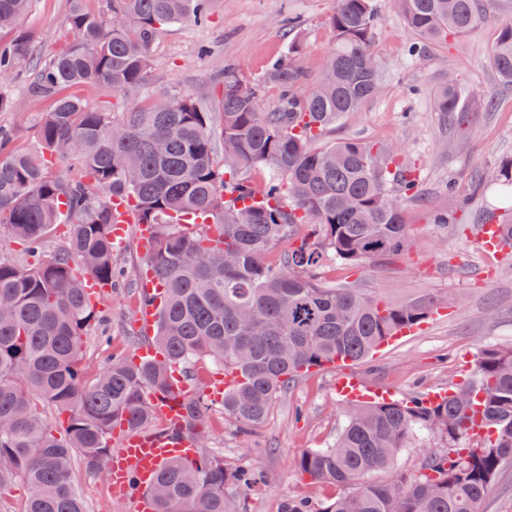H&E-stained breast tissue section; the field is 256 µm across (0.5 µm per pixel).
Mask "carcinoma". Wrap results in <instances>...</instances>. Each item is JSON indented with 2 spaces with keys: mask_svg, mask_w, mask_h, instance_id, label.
<instances>
[{
  "mask_svg": "<svg viewBox=\"0 0 512 512\" xmlns=\"http://www.w3.org/2000/svg\"><path fill=\"white\" fill-rule=\"evenodd\" d=\"M380 2L336 0L334 47L315 83L292 38L265 76L281 90L271 111L258 109L259 89L240 94L242 76L226 70L213 111L186 90L167 89L114 112L90 108L69 89L142 87L154 40L174 23L206 21L209 0H111L106 19L71 0L65 45L36 62L23 87L49 103L34 144L13 149L0 128V234L25 254L0 257V487L27 485L22 512H86L72 480L75 454L97 471L111 457L117 425L141 430L156 421L152 397L173 394L175 366L204 359L236 374L222 405L246 434L267 423L300 370L364 361L438 308L430 297L387 304L319 278L328 255L378 266L408 247L400 198L416 192L417 169L365 142L314 145L382 87L373 52ZM400 2L411 33L444 43L500 7V0ZM29 4L0 0V30L16 28ZM32 59L30 39L16 34L0 46V77H15ZM490 63L512 85V20L499 26ZM464 95L463 82L452 79L433 98L434 111L458 130L470 125ZM56 161L67 169L53 170ZM263 166L286 180L288 192L276 181L252 186L251 172ZM489 183L512 188V160ZM116 196L131 199L138 223L151 229L144 268L162 287L152 337L161 358L114 359L87 384L82 336L95 308L83 299L82 278L112 285ZM484 223L504 226L511 251L512 218L490 210ZM62 224L66 242L48 249ZM211 403L205 391L189 401L199 433ZM43 405L68 414L64 436L47 430ZM421 438L431 451L413 472L371 480ZM511 459L512 348L484 347L471 378L443 395L354 404L336 443L297 462L315 482L352 492L316 506L290 499L284 512H480ZM262 478L202 449L167 463L147 494L152 512H241L227 490L245 494Z\"/></svg>",
  "mask_w": 512,
  "mask_h": 512,
  "instance_id": "1",
  "label": "carcinoma"
}]
</instances>
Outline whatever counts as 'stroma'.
I'll use <instances>...</instances> for the list:
<instances>
[{"instance_id":"stroma-1","label":"stroma","mask_w":512,"mask_h":512,"mask_svg":"<svg viewBox=\"0 0 512 512\" xmlns=\"http://www.w3.org/2000/svg\"><path fill=\"white\" fill-rule=\"evenodd\" d=\"M69 8L70 0H31L17 29L30 36L35 57L63 46L62 22ZM335 8L336 0H213L206 23L183 22L163 31L152 49L146 87L118 97L107 87L84 86L76 93L90 106L123 111L142 104L148 92L176 85L214 107L225 70L262 82L291 39L292 20L304 42L301 64L315 78L334 45L329 18ZM498 27V19L481 21L451 45L429 43L412 57L407 49L416 37L405 25L399 0H384L374 43L383 87L362 112L322 139L326 145L343 140L383 144L419 169L418 196L401 202L406 251L377 269L332 258L322 267V280L330 286L355 288L391 304L426 296L440 303L438 314L410 334L349 365L366 389L387 398L445 391L469 379L480 346L512 347V255L487 251L478 235L484 211L499 205L479 181L512 160V87L499 83L489 60ZM451 75L462 79L475 100H497L495 111L473 113L470 128L462 132L448 129L432 106L434 92ZM45 108V103L18 98L13 109L0 112V126L13 130L17 147H28L33 115ZM448 182L455 189L447 193ZM434 210L458 214L462 221L433 223ZM115 251L123 279L105 293L103 314L83 337V375L89 383L111 358L132 359L148 341L137 323L143 269L138 225H130ZM339 372L335 366L300 376L279 397L266 425L248 436L225 417L221 404H212L203 431L209 452L223 455L229 465L267 475L266 484L246 495V512H284L291 499L316 504L342 495V488L314 483L297 467L303 452L336 441L349 407L336 392ZM72 480L87 512H137L136 502L113 498L107 476L90 473L81 461L73 463Z\"/></svg>"}]
</instances>
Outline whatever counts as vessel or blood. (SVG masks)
<instances>
[{"instance_id": "obj_1", "label": "vessel or blood", "mask_w": 512, "mask_h": 512, "mask_svg": "<svg viewBox=\"0 0 512 512\" xmlns=\"http://www.w3.org/2000/svg\"><path fill=\"white\" fill-rule=\"evenodd\" d=\"M153 411L169 426V434L146 430L120 434L109 477L113 496L136 500L140 512H147L149 502L140 498L139 486L152 481L166 461L176 457L191 459L197 451V438L185 433L184 411L176 399L155 397Z\"/></svg>"}]
</instances>
